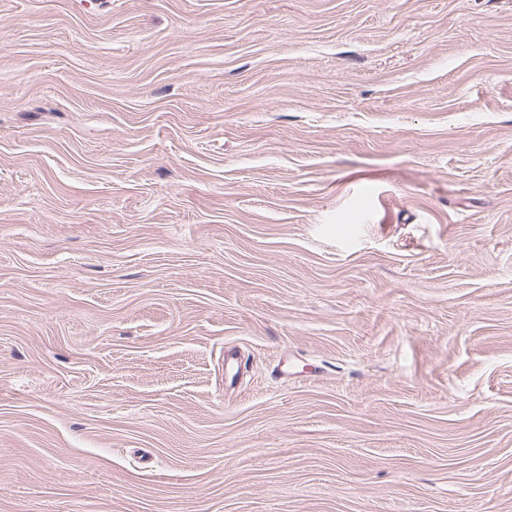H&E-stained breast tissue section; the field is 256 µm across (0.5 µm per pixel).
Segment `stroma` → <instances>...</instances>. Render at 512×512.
<instances>
[{"mask_svg": "<svg viewBox=\"0 0 512 512\" xmlns=\"http://www.w3.org/2000/svg\"><path fill=\"white\" fill-rule=\"evenodd\" d=\"M0 512H512V0H0Z\"/></svg>", "mask_w": 512, "mask_h": 512, "instance_id": "stroma-1", "label": "stroma"}]
</instances>
